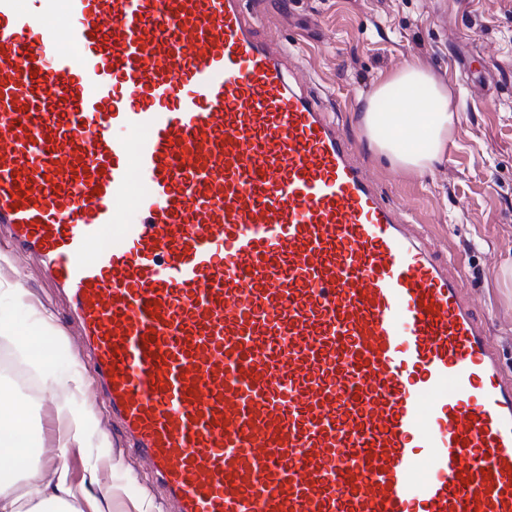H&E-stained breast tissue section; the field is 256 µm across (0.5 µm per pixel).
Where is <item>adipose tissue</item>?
<instances>
[{"instance_id": "1", "label": "adipose tissue", "mask_w": 512, "mask_h": 512, "mask_svg": "<svg viewBox=\"0 0 512 512\" xmlns=\"http://www.w3.org/2000/svg\"><path fill=\"white\" fill-rule=\"evenodd\" d=\"M455 123L447 91L427 71L409 64L380 83L362 116L376 153L405 172L425 174L441 162ZM0 512H71V501L41 483L40 460L24 410L0 386Z\"/></svg>"}]
</instances>
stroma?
Returning <instances> with one entry per match:
<instances>
[{"mask_svg": "<svg viewBox=\"0 0 512 512\" xmlns=\"http://www.w3.org/2000/svg\"><path fill=\"white\" fill-rule=\"evenodd\" d=\"M263 24L306 55L328 104L348 107L360 160L393 202L408 207L415 231L465 267L476 309L512 368V288L501 274L512 263V0H297L293 12L265 14ZM409 63L429 71L460 109L444 160L423 175L370 152L359 128L378 84ZM16 288L27 292L21 328L40 333L39 313L49 309V361L81 368L80 337L54 282L33 255L0 240V299L11 300ZM67 397L46 388L35 400L16 392L42 449V483L66 478L79 512H166L164 492L123 448L91 391L74 397L92 416L82 445L60 452L44 426L57 422Z\"/></svg>", "mask_w": 512, "mask_h": 512, "instance_id": "obj_1", "label": "stroma"}]
</instances>
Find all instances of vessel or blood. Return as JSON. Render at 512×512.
I'll return each mask as SVG.
<instances>
[{"instance_id":"b4317fda","label":"vessel or blood","mask_w":512,"mask_h":512,"mask_svg":"<svg viewBox=\"0 0 512 512\" xmlns=\"http://www.w3.org/2000/svg\"><path fill=\"white\" fill-rule=\"evenodd\" d=\"M261 0H0V234L172 512H512V372Z\"/></svg>"}]
</instances>
